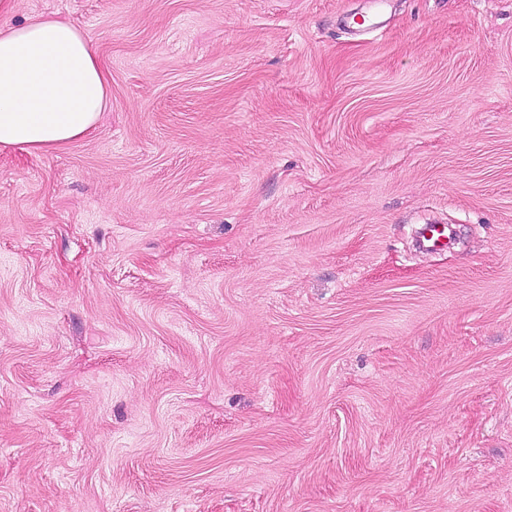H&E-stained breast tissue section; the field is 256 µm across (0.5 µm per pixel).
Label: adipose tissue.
<instances>
[{"label":"adipose tissue","instance_id":"adipose-tissue-1","mask_svg":"<svg viewBox=\"0 0 512 512\" xmlns=\"http://www.w3.org/2000/svg\"><path fill=\"white\" fill-rule=\"evenodd\" d=\"M108 102L106 73L72 22L0 25V149L59 150L89 135Z\"/></svg>","mask_w":512,"mask_h":512}]
</instances>
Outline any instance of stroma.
<instances>
[{"label": "stroma", "mask_w": 512, "mask_h": 512, "mask_svg": "<svg viewBox=\"0 0 512 512\" xmlns=\"http://www.w3.org/2000/svg\"><path fill=\"white\" fill-rule=\"evenodd\" d=\"M36 15L111 94L0 152V512H512V0ZM420 232V245L426 251H436L448 246V225L426 224Z\"/></svg>", "instance_id": "1"}]
</instances>
